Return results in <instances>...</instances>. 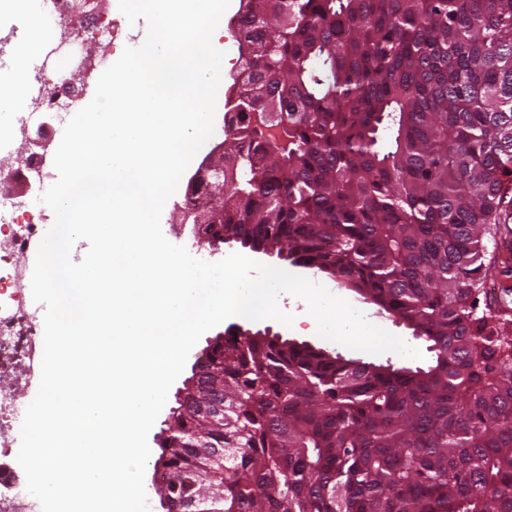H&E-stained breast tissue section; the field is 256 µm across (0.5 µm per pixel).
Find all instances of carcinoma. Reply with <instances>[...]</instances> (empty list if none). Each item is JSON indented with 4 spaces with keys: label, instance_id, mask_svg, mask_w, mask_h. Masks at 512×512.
I'll return each mask as SVG.
<instances>
[{
    "label": "carcinoma",
    "instance_id": "cac0c4a2",
    "mask_svg": "<svg viewBox=\"0 0 512 512\" xmlns=\"http://www.w3.org/2000/svg\"><path fill=\"white\" fill-rule=\"evenodd\" d=\"M215 239L316 269L429 342L415 369L261 332L194 366L166 512H512V0H247ZM509 200L507 198L505 200V203L503 205V210L501 211V228L503 229L499 235L494 239H490L487 242V252L485 254L486 260L485 264H488L490 261H492V257L494 256H500L503 258H506L509 256V252L512 253V203H506ZM509 229L510 232V239H511V247L510 251L506 250L505 246H502V240L505 239L506 235L509 234V232L506 230V228ZM505 228V232H504ZM511 229V231H510Z\"/></svg>",
    "mask_w": 512,
    "mask_h": 512
}]
</instances>
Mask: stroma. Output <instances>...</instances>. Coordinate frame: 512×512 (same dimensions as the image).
Listing matches in <instances>:
<instances>
[{
    "label": "stroma",
    "mask_w": 512,
    "mask_h": 512,
    "mask_svg": "<svg viewBox=\"0 0 512 512\" xmlns=\"http://www.w3.org/2000/svg\"><path fill=\"white\" fill-rule=\"evenodd\" d=\"M240 4L241 0H230V4L213 36L214 45L225 53L222 64L223 75L216 99L214 133L196 153L195 158L199 161L203 160L225 138L224 118L227 110V101L232 95L233 78L239 69L237 64L239 57L238 43L233 19L240 9ZM39 14L45 26L43 36L47 39L57 38L62 26L65 25L69 26L73 31L82 33L88 30L93 21H107L113 18H120L121 16L118 9V0H101L93 16H71L65 19L61 18L60 12L53 0H41ZM146 33L147 24L145 20L141 19L133 26L127 27L115 43L108 44L94 38H89L86 39L85 43L76 45L74 49L61 50L52 63L50 77L52 80H59L61 76L72 73L71 69L73 66H80V73L75 75L76 83L82 89V103H89L94 96L96 83L101 73L121 56L125 47L142 45L146 38ZM255 259L260 263L274 266L293 274L314 278L315 282L325 285L331 293L349 301L370 322L399 336L408 345L418 348L423 352L427 351L428 343L425 338L414 336L412 331L403 323L393 321L392 318L379 314L376 306L365 303L363 298L356 293L338 287L331 278L322 274H314L313 270L293 265L290 261L279 258L274 254L266 255L259 253L256 254ZM279 305L284 311L294 314L295 319L292 326H285L272 319L252 321L242 317L229 318L214 328L209 329L200 337L188 356L189 361L193 362L204 358L210 345L214 344L216 337L226 336L229 330L239 327L253 333L266 331L269 334H276L299 342L305 341L341 354L346 358L361 362L379 364L391 361L398 365L412 368L417 365L416 360L411 358H405L396 354L392 356L368 354L319 337L316 333V322L308 313L306 303L301 299L285 294L280 297Z\"/></svg>",
    "instance_id": "obj_1"
}]
</instances>
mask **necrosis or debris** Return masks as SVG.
Segmentation results:
<instances>
[{
    "mask_svg": "<svg viewBox=\"0 0 512 512\" xmlns=\"http://www.w3.org/2000/svg\"><path fill=\"white\" fill-rule=\"evenodd\" d=\"M48 66L45 58L34 64L27 79L25 109L15 113L7 134L40 123L47 113L58 119L68 114L77 89L49 82ZM42 219V211L30 208L11 181L0 179V239L9 244L7 250H0V364L11 368L10 382L0 383V454L13 447L18 436V396L41 373L38 309L26 297L30 269L25 257Z\"/></svg>",
    "mask_w": 512,
    "mask_h": 512,
    "instance_id": "obj_1",
    "label": "necrosis or debris"
}]
</instances>
